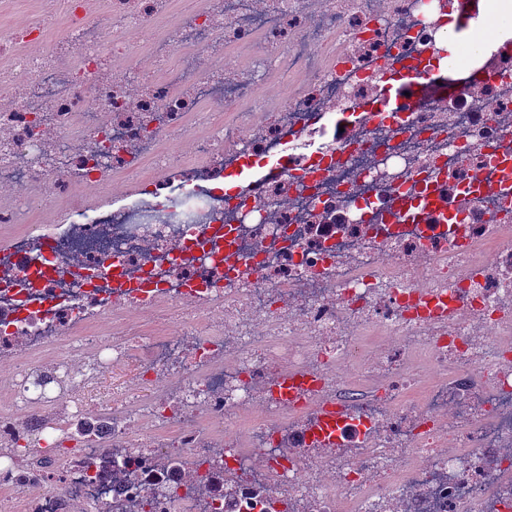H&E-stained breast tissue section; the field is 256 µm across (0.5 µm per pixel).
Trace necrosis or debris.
Here are the masks:
<instances>
[{"label": "necrosis or debris", "mask_w": 512, "mask_h": 512, "mask_svg": "<svg viewBox=\"0 0 512 512\" xmlns=\"http://www.w3.org/2000/svg\"><path fill=\"white\" fill-rule=\"evenodd\" d=\"M451 16L0 0V512H512V70ZM460 59L446 104L363 119ZM111 367L62 446L56 376ZM127 371L117 368L112 373V367L106 370L98 380L81 393L82 397L90 404H99L102 402H112L113 388H119L124 380L130 381L126 377Z\"/></svg>", "instance_id": "obj_1"}]
</instances>
